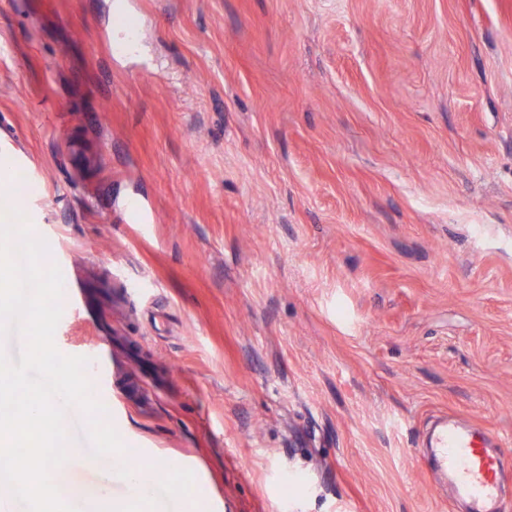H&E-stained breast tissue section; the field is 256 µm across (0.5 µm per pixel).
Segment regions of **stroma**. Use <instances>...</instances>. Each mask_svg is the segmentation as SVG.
<instances>
[{"label":"stroma","mask_w":512,"mask_h":512,"mask_svg":"<svg viewBox=\"0 0 512 512\" xmlns=\"http://www.w3.org/2000/svg\"><path fill=\"white\" fill-rule=\"evenodd\" d=\"M2 140L87 288L56 348L106 347L107 422L183 468L148 512H464L443 416L512 475V0H0Z\"/></svg>","instance_id":"stroma-1"}]
</instances>
